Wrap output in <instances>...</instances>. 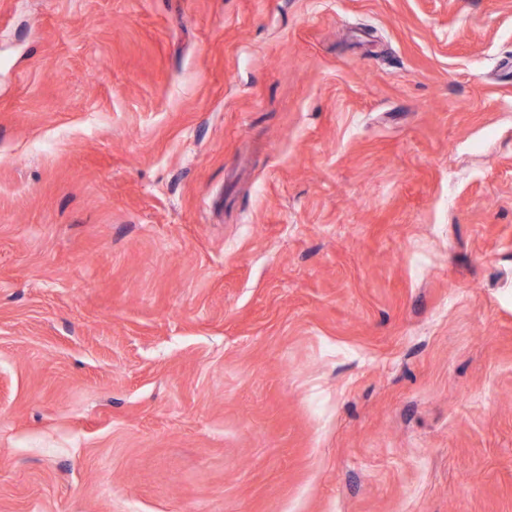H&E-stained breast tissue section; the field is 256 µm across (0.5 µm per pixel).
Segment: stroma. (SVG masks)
Returning <instances> with one entry per match:
<instances>
[{"instance_id":"1","label":"stroma","mask_w":512,"mask_h":512,"mask_svg":"<svg viewBox=\"0 0 512 512\" xmlns=\"http://www.w3.org/2000/svg\"><path fill=\"white\" fill-rule=\"evenodd\" d=\"M0 512H512V0H0Z\"/></svg>"}]
</instances>
